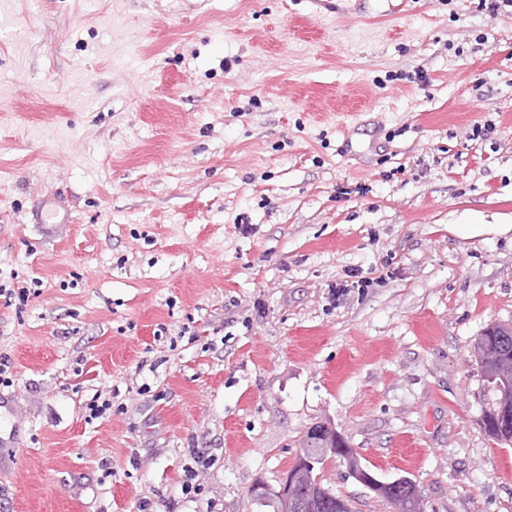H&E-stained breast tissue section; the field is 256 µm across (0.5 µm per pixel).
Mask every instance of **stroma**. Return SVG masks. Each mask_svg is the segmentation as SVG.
I'll return each instance as SVG.
<instances>
[{
	"mask_svg": "<svg viewBox=\"0 0 512 512\" xmlns=\"http://www.w3.org/2000/svg\"><path fill=\"white\" fill-rule=\"evenodd\" d=\"M334 2L0 0V512H270L319 422L425 512H512L473 356L512 326V11ZM59 199L61 197L53 196V198L43 199L32 213L33 220L36 224H69L72 223L71 214L61 205ZM63 212H61V210ZM51 219H59L56 222H50Z\"/></svg>",
	"mask_w": 512,
	"mask_h": 512,
	"instance_id": "35a3bbf8",
	"label": "stroma"
}]
</instances>
